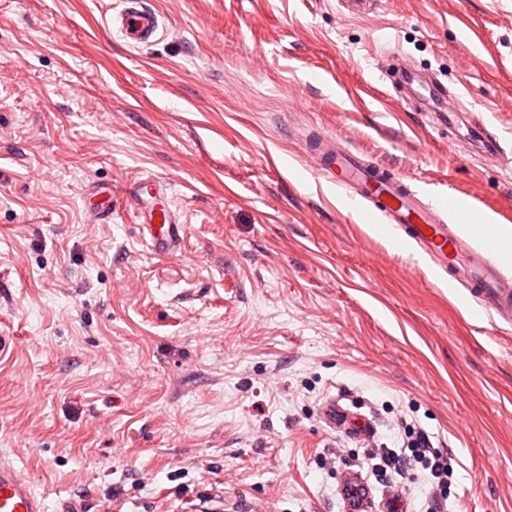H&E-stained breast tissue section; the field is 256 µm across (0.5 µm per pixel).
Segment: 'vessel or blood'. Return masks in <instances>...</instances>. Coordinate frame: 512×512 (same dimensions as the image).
<instances>
[{
	"label": "vessel or blood",
	"instance_id": "b4317fda",
	"mask_svg": "<svg viewBox=\"0 0 512 512\" xmlns=\"http://www.w3.org/2000/svg\"><path fill=\"white\" fill-rule=\"evenodd\" d=\"M127 42L135 47L154 43L160 33L159 16L150 0H127L125 9L109 18ZM322 173L349 196L371 203L374 215L389 227L405 231L408 238L440 269H453L474 300L489 315L512 318V278L491 259L490 246H473L445 224L441 207L421 196L388 169L362 160L352 150L332 144L317 147ZM136 217L149 233L152 252L173 254L182 249L184 230L180 216L167 200L165 185L156 179L135 181L128 192ZM323 415L332 427L355 439L370 438L372 422L342 399H330ZM344 512H398L399 495L387 490L374 495L359 470L348 468L340 477ZM0 512H48L43 494L29 475L8 463H0Z\"/></svg>",
	"mask_w": 512,
	"mask_h": 512
}]
</instances>
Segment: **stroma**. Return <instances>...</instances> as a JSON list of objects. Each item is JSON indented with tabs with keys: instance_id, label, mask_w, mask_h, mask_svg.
<instances>
[{
	"instance_id": "35a3bbf8",
	"label": "stroma",
	"mask_w": 512,
	"mask_h": 512,
	"mask_svg": "<svg viewBox=\"0 0 512 512\" xmlns=\"http://www.w3.org/2000/svg\"><path fill=\"white\" fill-rule=\"evenodd\" d=\"M154 2L164 34L131 48L104 30L124 0H0V461L51 512H343V462L372 444L323 421L344 393L376 442L403 417L448 449L450 512H512V322L374 232L308 151L512 213V0ZM394 57L464 120L408 105ZM150 176L185 227L173 256L127 200Z\"/></svg>"
}]
</instances>
